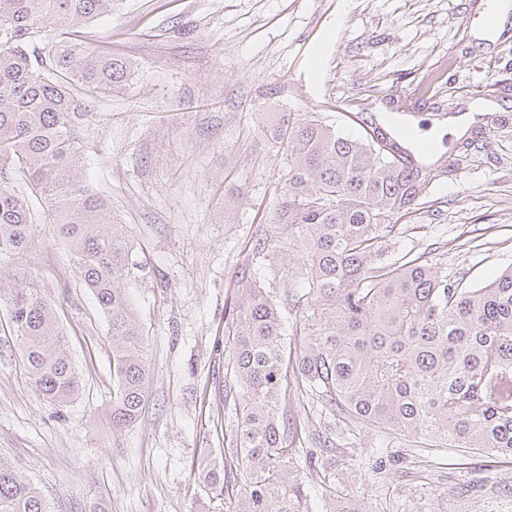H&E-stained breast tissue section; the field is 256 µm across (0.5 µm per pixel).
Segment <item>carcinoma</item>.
Segmentation results:
<instances>
[{"instance_id":"carcinoma-1","label":"carcinoma","mask_w":512,"mask_h":512,"mask_svg":"<svg viewBox=\"0 0 512 512\" xmlns=\"http://www.w3.org/2000/svg\"><path fill=\"white\" fill-rule=\"evenodd\" d=\"M121 0H0V255L26 252L44 205L70 247L79 279L108 323L114 396L110 422L138 419L150 372L146 339L122 283L130 271L126 225L78 174L77 127L87 101L112 93L132 63L84 45L82 25ZM52 41L37 52L29 37ZM267 142L286 145L285 186L273 230L253 251L291 287L285 301L243 266L224 313L232 357L226 394L239 404L224 465L199 476L224 512H304L306 469L288 430V387L319 389L348 419L415 443L512 457V266L467 290L436 258L385 249L398 216L436 177L395 136L352 139L311 112H260ZM23 182L27 192L16 193ZM301 311L299 350L286 352L282 310ZM0 309L31 383L64 406L82 390L52 302L0 269ZM0 512H49L32 483L0 461Z\"/></svg>"}]
</instances>
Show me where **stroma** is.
I'll list each match as a JSON object with an SVG mask.
<instances>
[{
    "label": "stroma",
    "instance_id": "obj_1",
    "mask_svg": "<svg viewBox=\"0 0 512 512\" xmlns=\"http://www.w3.org/2000/svg\"><path fill=\"white\" fill-rule=\"evenodd\" d=\"M487 0H123L84 29L89 47L128 57L115 94L91 101L77 134L87 183L129 229L123 282L145 329L150 378L138 420L113 432L106 320L70 249L40 215L23 254L1 257L55 303L80 372L63 408L35 391L0 310V458L51 512H197L198 475L224 463L237 424L224 399V311L249 265L273 295L288 287L252 251L282 191L285 151L254 113L314 112L345 134L366 118L415 116L442 134L448 174L399 221L390 258L433 250L473 288L512 265V19L479 37ZM334 442L306 480L308 512H448L459 493L512 499V464L421 448L288 393ZM331 483L335 502L321 494Z\"/></svg>",
    "mask_w": 512,
    "mask_h": 512
}]
</instances>
